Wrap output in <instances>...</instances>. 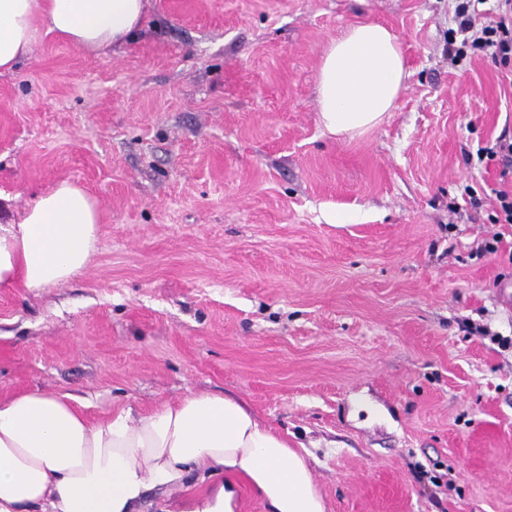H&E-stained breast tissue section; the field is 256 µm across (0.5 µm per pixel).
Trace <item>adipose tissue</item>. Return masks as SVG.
Masks as SVG:
<instances>
[{
  "label": "adipose tissue",
  "instance_id": "obj_1",
  "mask_svg": "<svg viewBox=\"0 0 512 512\" xmlns=\"http://www.w3.org/2000/svg\"><path fill=\"white\" fill-rule=\"evenodd\" d=\"M144 0H0V74L19 69L41 35L96 57L134 39ZM407 78L396 36L364 22L331 39L318 72L330 134L362 133L393 111ZM99 234L96 200L63 180L0 224V290L43 288L84 269ZM245 477L268 512H326L305 458L241 400L188 394L142 416L92 422L71 394L0 402V512H132L153 487L188 474Z\"/></svg>",
  "mask_w": 512,
  "mask_h": 512
}]
</instances>
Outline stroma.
Listing matches in <instances>:
<instances>
[{
  "mask_svg": "<svg viewBox=\"0 0 512 512\" xmlns=\"http://www.w3.org/2000/svg\"><path fill=\"white\" fill-rule=\"evenodd\" d=\"M362 22L408 77L335 136L321 58ZM454 26L452 0H147L99 57L41 36L0 74V222L69 180L100 234L67 282L0 292V401L67 392L96 421L224 393L306 456L327 512H512V348L479 332L512 338V224L477 158L512 135V68L450 63Z\"/></svg>",
  "mask_w": 512,
  "mask_h": 512,
  "instance_id": "stroma-1",
  "label": "stroma"
}]
</instances>
